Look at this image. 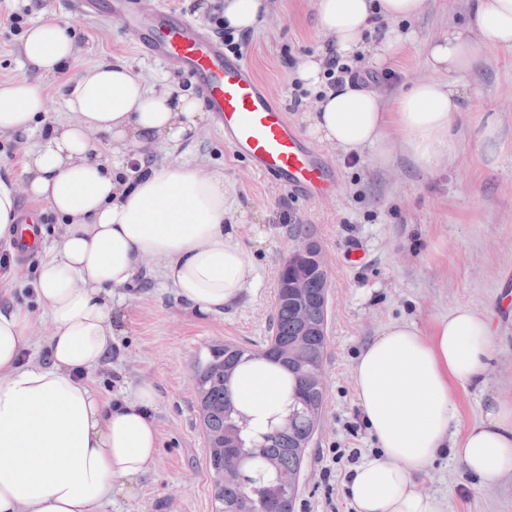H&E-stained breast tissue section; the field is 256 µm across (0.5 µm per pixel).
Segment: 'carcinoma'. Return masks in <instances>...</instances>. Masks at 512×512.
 I'll return each instance as SVG.
<instances>
[{
    "instance_id": "cac0c4a2",
    "label": "carcinoma",
    "mask_w": 512,
    "mask_h": 512,
    "mask_svg": "<svg viewBox=\"0 0 512 512\" xmlns=\"http://www.w3.org/2000/svg\"><path fill=\"white\" fill-rule=\"evenodd\" d=\"M303 273L308 278L309 299L299 307L285 292L276 293L272 335L268 337V359L281 364L299 383L296 403L289 408L292 423L286 430L278 428L268 433L251 434L240 425L238 411L227 394V383L250 350L233 343L209 347L208 355L196 362L194 379L197 382L196 399L199 420L210 455L209 464L215 471L224 468L227 445L252 457L256 464L266 458L278 461V470L264 477H243L236 472L224 474V481L215 486L217 512H292L279 502L267 500L268 486L278 480L283 484L301 472L304 457L318 427L324 394L308 382V369L323 366L326 336H304V327L327 325V288L307 263L291 269V274ZM299 342L296 355L283 360L276 353L280 344Z\"/></svg>"
}]
</instances>
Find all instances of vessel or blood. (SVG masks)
Masks as SVG:
<instances>
[{"label":"vessel or blood","instance_id":"vessel-or-blood-1","mask_svg":"<svg viewBox=\"0 0 512 512\" xmlns=\"http://www.w3.org/2000/svg\"><path fill=\"white\" fill-rule=\"evenodd\" d=\"M110 8L116 17L128 20V34L139 50L159 59L175 56L181 60L184 73L196 82L209 111L215 114L225 141L249 160L256 175L309 196L330 182L328 169L305 145L283 106L268 95L243 57L225 54L222 44L162 2L146 28L132 22L134 0H112ZM20 222L22 230L14 249L31 260L35 254L30 235L35 227L30 212H22Z\"/></svg>","mask_w":512,"mask_h":512}]
</instances>
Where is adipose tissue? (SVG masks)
<instances>
[{
    "label": "adipose tissue",
    "instance_id": "ef3b65f1",
    "mask_svg": "<svg viewBox=\"0 0 512 512\" xmlns=\"http://www.w3.org/2000/svg\"><path fill=\"white\" fill-rule=\"evenodd\" d=\"M468 3L465 24L426 45L434 78L386 97L348 81L323 88L326 64L364 56L370 66L389 65L404 40L398 23L420 15L425 0H316L326 41L296 70L304 87L324 90L309 134L346 155L372 150L382 163L398 152L424 170L441 155L455 157L452 120L476 64L472 36L512 55V0ZM377 18L392 29L371 45L366 32ZM20 53L30 72L0 83V137H36L20 174L62 232L35 282L51 327L45 360L28 355L32 315L0 309V512H102L113 498L137 495L159 448L150 382L110 402L89 380L119 331L114 291L131 284L145 258L159 256L164 280L196 313L219 314L240 300L255 254L240 237L223 175L152 156L156 146L192 139L209 120L196 100L147 86L125 63L102 62L78 72L67 98L72 120L42 130L41 78L73 60L69 24L32 25ZM94 132L108 135L111 159L91 141ZM132 151L139 168L125 178ZM495 334L491 313L460 305L431 331L395 320L362 346L351 379L378 450L353 470L354 512H445L442 500L419 489L444 453L483 486L512 471V399L489 395L479 420L465 426L452 393L481 383ZM230 392L252 428L264 431L286 415L293 381L279 365L253 359L238 367Z\"/></svg>",
    "mask_w": 512,
    "mask_h": 512
}]
</instances>
